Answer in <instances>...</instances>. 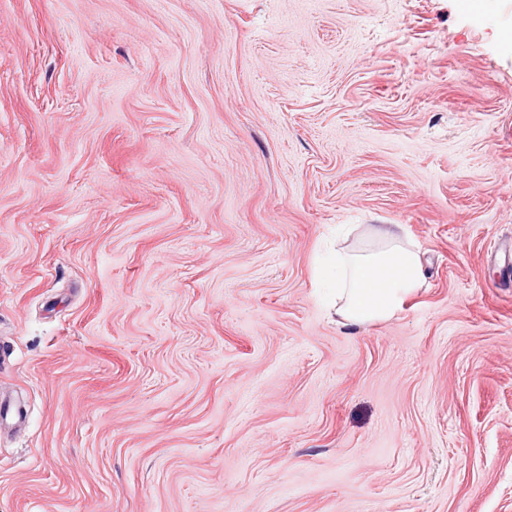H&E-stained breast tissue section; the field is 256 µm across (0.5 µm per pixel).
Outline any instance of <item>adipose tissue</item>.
Wrapping results in <instances>:
<instances>
[{
	"label": "adipose tissue",
	"instance_id": "1",
	"mask_svg": "<svg viewBox=\"0 0 512 512\" xmlns=\"http://www.w3.org/2000/svg\"><path fill=\"white\" fill-rule=\"evenodd\" d=\"M371 246L362 251L338 250L320 266L325 298L337 325L358 327L394 317L405 298L420 287L417 253L399 224H371Z\"/></svg>",
	"mask_w": 512,
	"mask_h": 512
}]
</instances>
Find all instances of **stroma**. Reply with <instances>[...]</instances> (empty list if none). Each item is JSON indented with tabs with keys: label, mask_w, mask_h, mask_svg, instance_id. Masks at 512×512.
<instances>
[{
	"label": "stroma",
	"mask_w": 512,
	"mask_h": 512,
	"mask_svg": "<svg viewBox=\"0 0 512 512\" xmlns=\"http://www.w3.org/2000/svg\"><path fill=\"white\" fill-rule=\"evenodd\" d=\"M0 0V512H512V0ZM422 286L337 326L316 264ZM366 225L370 248L336 250L320 265L325 299L334 308L336 324L343 327L391 319L423 281L417 252L403 225Z\"/></svg>",
	"instance_id": "stroma-1"
}]
</instances>
